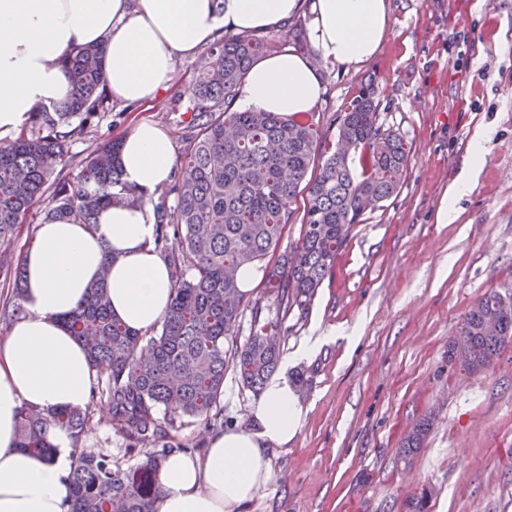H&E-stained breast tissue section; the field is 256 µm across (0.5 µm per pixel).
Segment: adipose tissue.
<instances>
[{
	"label": "adipose tissue",
	"mask_w": 512,
	"mask_h": 512,
	"mask_svg": "<svg viewBox=\"0 0 512 512\" xmlns=\"http://www.w3.org/2000/svg\"><path fill=\"white\" fill-rule=\"evenodd\" d=\"M304 11L313 56L285 51L260 59L238 98L243 107L285 115L317 105L323 84L315 60L356 67L376 55L390 25L388 0H0V133L67 95L63 58L72 49L103 47L109 94L148 104L172 84L176 58L203 49L218 31L260 32ZM174 156L161 126L139 123L123 141L122 179L152 195L169 182ZM155 235L150 204H116L91 226L40 225L24 252L23 312L0 341V512H70L72 439L52 431L49 458L17 448L19 410L88 403L95 373L63 319L98 278L107 282L115 317L142 331L159 324L173 281ZM302 418L287 372L274 375L249 427L212 437L204 455L164 461L154 512H233L270 481L266 448L288 444Z\"/></svg>",
	"instance_id": "adipose-tissue-1"
}]
</instances>
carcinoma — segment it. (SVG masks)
Listing matches in <instances>:
<instances>
[{
    "instance_id": "cac0c4a2",
    "label": "carcinoma",
    "mask_w": 512,
    "mask_h": 512,
    "mask_svg": "<svg viewBox=\"0 0 512 512\" xmlns=\"http://www.w3.org/2000/svg\"><path fill=\"white\" fill-rule=\"evenodd\" d=\"M268 48L258 34L218 38L199 63V78L177 101V109L189 115L192 136L177 161L178 179L166 192L174 204L163 199L155 205V247L172 268L174 284L161 330L142 332L113 318L102 281L65 319L100 376L99 394L112 428L130 447L151 449L124 469L109 455L82 447L89 409L20 410L17 446L29 453L51 456L52 427L70 434L76 457L69 476L71 512H153L160 466L183 450L163 440L165 428L185 417L220 420L217 404L229 366L243 387L257 395L264 389L280 362L282 321H256L244 343L233 340L245 297L238 272L277 248L299 191L307 193L302 236L286 261L265 265L264 282L283 312L303 314L349 229L360 222L363 199L382 202L403 183L406 145L381 130L378 105L366 93L338 116L332 138L313 112L283 116L237 108L250 68ZM102 57L97 47L66 54L70 95L33 113L0 144V272H13L16 315L22 312L23 273L12 266L5 246L33 207L45 204L47 222L67 218L93 225L99 211L114 203L145 201L121 181L118 140L82 158L75 180L60 178L73 158L74 121L82 126L106 108ZM356 157L359 173L352 166ZM502 310L498 334L486 333V320ZM461 331L471 340L466 369L489 368L512 341V297L484 294ZM429 429L427 419L416 423L403 454L420 448Z\"/></svg>"
}]
</instances>
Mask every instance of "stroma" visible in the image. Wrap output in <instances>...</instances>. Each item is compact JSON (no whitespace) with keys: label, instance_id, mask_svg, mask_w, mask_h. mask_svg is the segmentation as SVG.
<instances>
[{"label":"stroma","instance_id":"35a3bbf8","mask_svg":"<svg viewBox=\"0 0 512 512\" xmlns=\"http://www.w3.org/2000/svg\"><path fill=\"white\" fill-rule=\"evenodd\" d=\"M391 25L357 68L320 63L316 107L346 112L362 92L383 128L405 142L397 194L353 225L306 315L288 313L283 357L315 351L289 373L303 407L285 446L268 448L272 479L234 512H512V344L480 374L449 366L448 343L485 292L512 295V0H389ZM199 56L177 58L175 80L152 105L113 101L76 135L77 159L143 121L176 150L189 131L175 101ZM485 133L484 156L468 148ZM468 179L470 188L453 194ZM455 218L445 222L444 207ZM256 396L227 371L224 425L247 426ZM431 416L418 452L402 457L415 422ZM83 439L114 464L140 461L101 404Z\"/></svg>","mask_w":512,"mask_h":512}]
</instances>
